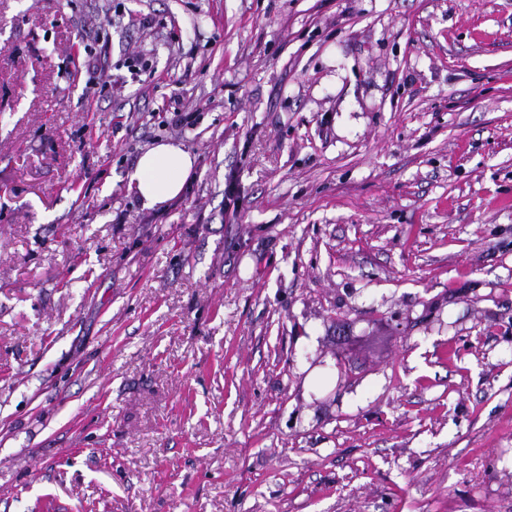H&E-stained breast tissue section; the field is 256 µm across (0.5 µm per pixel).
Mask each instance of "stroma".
<instances>
[{
  "instance_id": "35a3bbf8",
  "label": "stroma",
  "mask_w": 512,
  "mask_h": 512,
  "mask_svg": "<svg viewBox=\"0 0 512 512\" xmlns=\"http://www.w3.org/2000/svg\"><path fill=\"white\" fill-rule=\"evenodd\" d=\"M0 512H512V0H0ZM195 157L180 146L160 141L145 150L129 175L142 205L155 208L179 197L194 170Z\"/></svg>"
}]
</instances>
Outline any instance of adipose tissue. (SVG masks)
Wrapping results in <instances>:
<instances>
[{"label":"adipose tissue","mask_w":512,"mask_h":512,"mask_svg":"<svg viewBox=\"0 0 512 512\" xmlns=\"http://www.w3.org/2000/svg\"><path fill=\"white\" fill-rule=\"evenodd\" d=\"M194 163V156L180 146L158 142L140 155L129 185L144 207L163 205L182 194Z\"/></svg>","instance_id":"obj_1"}]
</instances>
